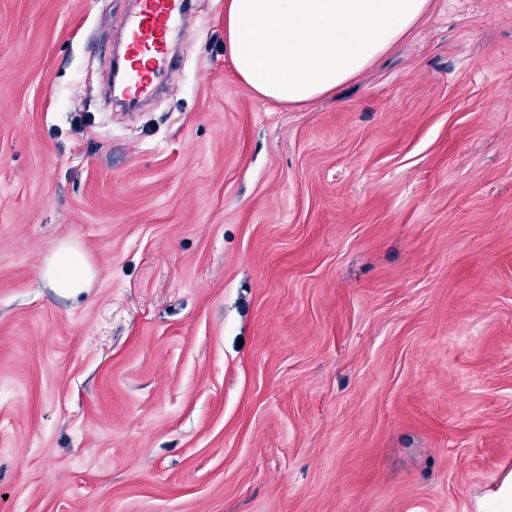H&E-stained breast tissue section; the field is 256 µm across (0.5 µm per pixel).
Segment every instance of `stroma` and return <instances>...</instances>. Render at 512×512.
I'll use <instances>...</instances> for the list:
<instances>
[{
    "label": "stroma",
    "instance_id": "stroma-1",
    "mask_svg": "<svg viewBox=\"0 0 512 512\" xmlns=\"http://www.w3.org/2000/svg\"><path fill=\"white\" fill-rule=\"evenodd\" d=\"M224 2L107 112L138 0H0V512H477L512 471V0H432L303 108L236 78ZM41 278L50 288L77 296L91 288L94 272L76 247L63 242L41 269Z\"/></svg>",
    "mask_w": 512,
    "mask_h": 512
}]
</instances>
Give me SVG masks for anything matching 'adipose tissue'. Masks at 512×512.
<instances>
[{
  "mask_svg": "<svg viewBox=\"0 0 512 512\" xmlns=\"http://www.w3.org/2000/svg\"><path fill=\"white\" fill-rule=\"evenodd\" d=\"M430 7L431 0H225L224 46L256 94L302 107L359 76ZM41 278L76 296L91 288L94 273L64 242Z\"/></svg>",
  "mask_w": 512,
  "mask_h": 512,
  "instance_id": "obj_1",
  "label": "adipose tissue"
}]
</instances>
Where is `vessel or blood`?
I'll list each match as a JSON object with an SVG mask.
<instances>
[{
  "label": "vessel or blood",
  "mask_w": 512,
  "mask_h": 512,
  "mask_svg": "<svg viewBox=\"0 0 512 512\" xmlns=\"http://www.w3.org/2000/svg\"><path fill=\"white\" fill-rule=\"evenodd\" d=\"M189 14V0H139L138 12L121 22L128 39L125 94L130 100L152 91L154 83L172 69L168 39L174 29L185 28Z\"/></svg>",
  "instance_id": "vessel-or-blood-1"
}]
</instances>
